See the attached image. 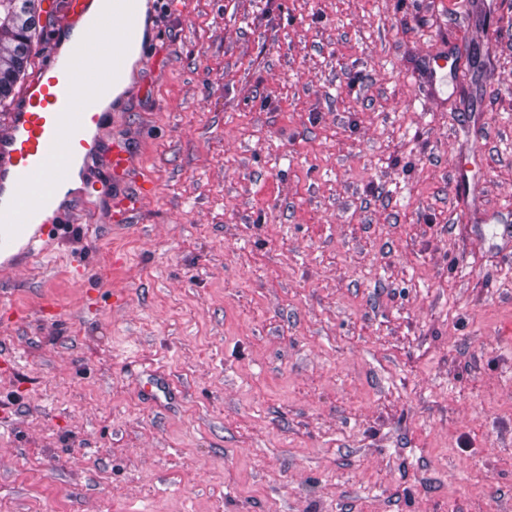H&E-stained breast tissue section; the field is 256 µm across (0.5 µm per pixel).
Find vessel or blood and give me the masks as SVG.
<instances>
[{
	"instance_id": "b4317fda",
	"label": "vessel or blood",
	"mask_w": 512,
	"mask_h": 512,
	"mask_svg": "<svg viewBox=\"0 0 512 512\" xmlns=\"http://www.w3.org/2000/svg\"><path fill=\"white\" fill-rule=\"evenodd\" d=\"M92 0H67L62 35L72 42L67 51H55L35 71L22 90V100L0 131V247L23 241L37 250L47 226L46 212L66 219L57 200L76 164L98 159L108 175H123L131 161L119 143L101 147L99 132L107 114L102 108L118 75L116 48L139 41L133 17L134 0L122 9L95 20ZM463 62L460 45L451 44L427 60L431 78L455 72ZM455 184L470 193L479 177L467 159L454 165ZM112 220L127 222L137 207L135 197L111 194Z\"/></svg>"
}]
</instances>
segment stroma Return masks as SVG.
I'll list each match as a JSON object with an SVG mask.
<instances>
[{
  "label": "stroma",
  "mask_w": 512,
  "mask_h": 512,
  "mask_svg": "<svg viewBox=\"0 0 512 512\" xmlns=\"http://www.w3.org/2000/svg\"><path fill=\"white\" fill-rule=\"evenodd\" d=\"M490 1L147 0L160 38L102 132L137 209L111 221L91 162L68 231L0 268V512H512ZM451 42L465 66L430 84ZM471 152L480 217L452 187ZM149 365L175 397L148 400Z\"/></svg>",
  "instance_id": "1"
}]
</instances>
